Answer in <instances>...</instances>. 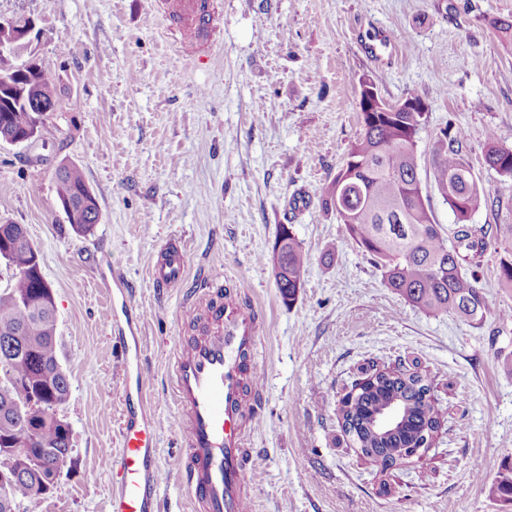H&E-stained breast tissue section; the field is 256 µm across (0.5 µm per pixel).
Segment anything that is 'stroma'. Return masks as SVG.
Masks as SVG:
<instances>
[{
    "instance_id": "1",
    "label": "stroma",
    "mask_w": 512,
    "mask_h": 512,
    "mask_svg": "<svg viewBox=\"0 0 512 512\" xmlns=\"http://www.w3.org/2000/svg\"><path fill=\"white\" fill-rule=\"evenodd\" d=\"M218 5L217 44L196 65L173 46L159 0H0V22L34 21L39 35L21 60L51 64L57 100L36 139L0 142V224L24 225L41 254L70 381L59 415L73 450L41 512H107L126 372L104 314L120 284L141 314L153 374L144 401L160 426L164 512H192L174 462L168 360L177 336L195 333L181 306L206 274L260 312L263 423L244 482L254 512H502L481 478L512 456V288L498 279L512 180L483 155L491 131L512 148V41L489 25L512 16V0ZM381 31L396 47L376 57L364 43ZM365 77L390 101L427 104L419 178L447 229L457 218L434 185L431 155L446 125L465 133L490 190L469 218L487 247L466 264L489 304L482 324L409 306L322 204L360 133ZM63 163L82 170L98 201L90 231H74L58 201ZM283 224L308 255L290 304L265 260ZM173 239L187 247V274L161 292L149 269ZM414 362L432 381L442 429L425 456L384 474L347 441L339 401L361 368Z\"/></svg>"
}]
</instances>
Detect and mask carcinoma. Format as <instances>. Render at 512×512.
<instances>
[{
	"instance_id": "cac0c4a2",
	"label": "carcinoma",
	"mask_w": 512,
	"mask_h": 512,
	"mask_svg": "<svg viewBox=\"0 0 512 512\" xmlns=\"http://www.w3.org/2000/svg\"><path fill=\"white\" fill-rule=\"evenodd\" d=\"M52 70L44 62L26 70L18 80L19 93L0 97V124L25 133L30 116L20 97L50 91ZM377 112H360L361 132L343 164L324 188L323 203L336 213L348 239L380 268L385 287L414 308L432 315H453L473 322L489 312L478 281L463 272L465 255L486 247L484 237L466 223L487 202L489 191L463 154L464 133L445 128L432 152V175L443 201L457 217L454 243L435 223L418 173V134L427 113L417 109L392 111L395 103L378 96ZM484 162L499 176L512 179V148L487 136ZM56 176L58 200L91 197L83 172L73 164L60 166ZM9 249L0 256L12 268L7 291L0 292V473L11 474L0 491V512H15L16 501L36 512L45 501L36 472L67 463L71 452L68 431L53 416L66 403L70 383L59 367L55 330L56 308L45 295L48 283L41 272L39 251L22 237L20 225L9 224ZM266 262L283 300L293 302L303 288L307 254L286 224ZM29 386L37 400L17 405L12 387ZM431 382L417 369L380 372L341 402V428L349 443L366 459L393 469L416 448L429 447L442 426L440 409L429 396ZM399 409L395 424L383 427L386 407ZM41 426L32 458L22 462L6 452L23 424ZM491 498L512 507V458H507L489 485Z\"/></svg>"
}]
</instances>
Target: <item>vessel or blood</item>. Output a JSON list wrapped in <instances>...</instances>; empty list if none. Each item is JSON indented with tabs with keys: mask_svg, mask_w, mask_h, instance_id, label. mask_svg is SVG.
Returning <instances> with one entry per match:
<instances>
[{
	"mask_svg": "<svg viewBox=\"0 0 512 512\" xmlns=\"http://www.w3.org/2000/svg\"><path fill=\"white\" fill-rule=\"evenodd\" d=\"M164 6L175 21L172 35L178 48L196 59L207 54L220 21L210 0H164ZM186 267L185 244L168 242L151 267V280L161 289L178 287ZM185 318L203 331L177 338L168 367L179 413L182 483L195 512H252L242 482L250 462L247 441L261 423L257 311L207 280L186 303ZM107 322L122 355H129L131 309L109 313ZM121 437L108 512H159L157 423L144 413L127 411Z\"/></svg>",
	"mask_w": 512,
	"mask_h": 512,
	"instance_id": "1",
	"label": "vessel or blood"
}]
</instances>
